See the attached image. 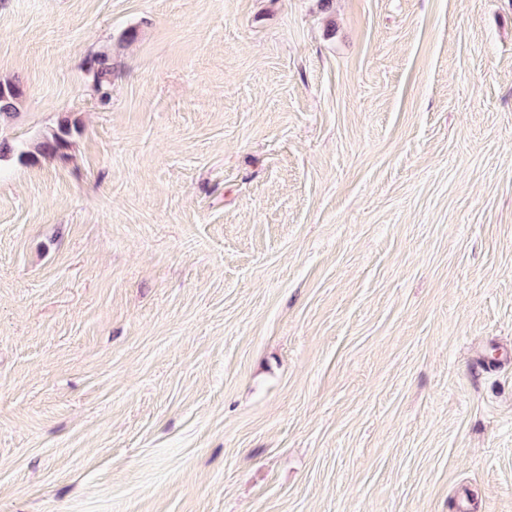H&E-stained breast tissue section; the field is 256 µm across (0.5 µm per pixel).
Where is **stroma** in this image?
Wrapping results in <instances>:
<instances>
[{
    "instance_id": "35a3bbf8",
    "label": "stroma",
    "mask_w": 512,
    "mask_h": 512,
    "mask_svg": "<svg viewBox=\"0 0 512 512\" xmlns=\"http://www.w3.org/2000/svg\"><path fill=\"white\" fill-rule=\"evenodd\" d=\"M0 82V512H512V0H0ZM91 69L94 73L95 91L102 105L110 103L112 98V59L109 54L102 52L92 60ZM22 96V91L16 84L0 83V117H10L17 112V104Z\"/></svg>"
}]
</instances>
